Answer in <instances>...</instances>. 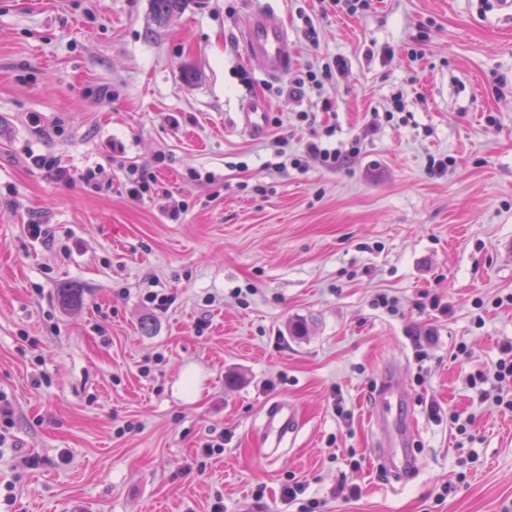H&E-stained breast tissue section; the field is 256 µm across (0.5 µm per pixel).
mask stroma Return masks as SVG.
<instances>
[{"instance_id": "obj_1", "label": "stroma", "mask_w": 512, "mask_h": 512, "mask_svg": "<svg viewBox=\"0 0 512 512\" xmlns=\"http://www.w3.org/2000/svg\"><path fill=\"white\" fill-rule=\"evenodd\" d=\"M258 6L288 30L290 76L335 57L346 74L300 101L281 94L240 48ZM396 92L408 121L386 114ZM257 96L271 105L261 138L239 124ZM322 135L360 152L332 172L270 175L277 139L297 156ZM113 141L127 165L166 155L155 175L187 201L180 221L158 198L131 199L122 173L97 191L78 182ZM432 155L447 173H428ZM35 222L54 241L31 238ZM158 290L175 299L167 311L144 303ZM509 295L512 21L490 0H371L353 16L321 0H187L161 29L151 0H0V394L19 452L38 461L0 460L16 512H210L218 498L224 512H501L512 414L466 378L512 340ZM432 298L447 315L419 309ZM393 370L385 413L417 427L401 477L378 464L369 420ZM276 402L297 427L271 461L260 427ZM219 438L223 452L202 458ZM297 482L304 494L286 502ZM28 163L33 167L42 170L45 174L58 182H70L73 179V175L62 167L57 160L46 154H34L33 151L25 154Z\"/></svg>"}]
</instances>
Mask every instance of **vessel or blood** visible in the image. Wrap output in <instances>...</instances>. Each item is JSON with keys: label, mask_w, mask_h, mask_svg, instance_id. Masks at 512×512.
<instances>
[{"label": "vessel or blood", "mask_w": 512, "mask_h": 512, "mask_svg": "<svg viewBox=\"0 0 512 512\" xmlns=\"http://www.w3.org/2000/svg\"><path fill=\"white\" fill-rule=\"evenodd\" d=\"M240 44L245 56L263 62L269 78L281 77L292 64L288 32L282 25L271 20L265 8H255L248 13L241 31ZM269 122V105L261 97L252 100L240 119L242 128L257 137L266 134ZM295 427L296 419L291 406L280 403L269 407L265 414L263 429L267 455H275L289 433L294 432Z\"/></svg>", "instance_id": "obj_1"}]
</instances>
